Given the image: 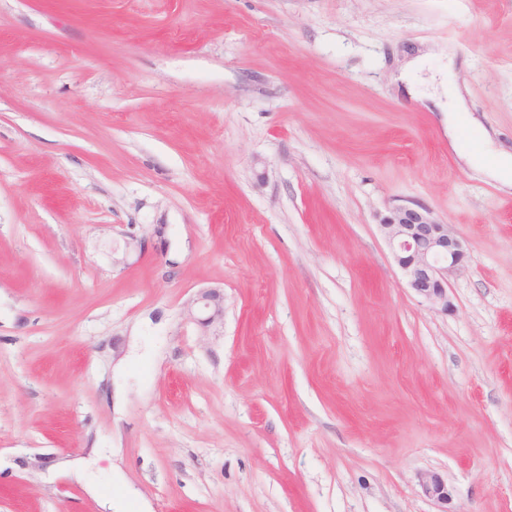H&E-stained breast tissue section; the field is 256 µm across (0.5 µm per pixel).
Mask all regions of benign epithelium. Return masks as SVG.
<instances>
[{
  "label": "benign epithelium",
  "instance_id": "7a95c632",
  "mask_svg": "<svg viewBox=\"0 0 512 512\" xmlns=\"http://www.w3.org/2000/svg\"><path fill=\"white\" fill-rule=\"evenodd\" d=\"M407 286L433 307L446 313L448 280L464 266L467 244L450 225L438 221L419 204L398 205L380 220ZM189 318L215 336L224 332V293L217 288L202 289L188 310ZM423 493L434 500L439 512H448L451 495L448 482L438 473L420 475Z\"/></svg>",
  "mask_w": 512,
  "mask_h": 512
}]
</instances>
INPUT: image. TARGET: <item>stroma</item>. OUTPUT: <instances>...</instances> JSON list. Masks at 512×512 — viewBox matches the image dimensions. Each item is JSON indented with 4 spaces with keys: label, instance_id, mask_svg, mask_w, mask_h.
<instances>
[{
    "label": "stroma",
    "instance_id": "obj_1",
    "mask_svg": "<svg viewBox=\"0 0 512 512\" xmlns=\"http://www.w3.org/2000/svg\"><path fill=\"white\" fill-rule=\"evenodd\" d=\"M453 51L467 107L392 75ZM512 0H0V512H512ZM468 246L448 312L379 221ZM224 291V333L184 308ZM487 158L491 159L489 163ZM462 159L470 166L486 173L501 187L512 191V151L505 147H493L488 138L475 153L463 154ZM419 482L423 493L436 502L440 508L439 512H454L448 511L451 495L447 481L440 474L435 472L421 474Z\"/></svg>",
    "mask_w": 512,
    "mask_h": 512
}]
</instances>
